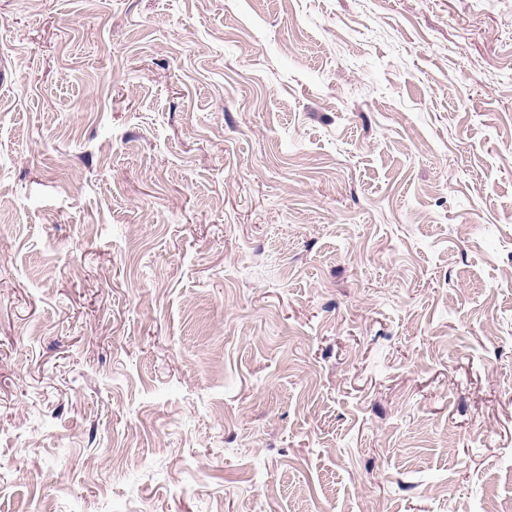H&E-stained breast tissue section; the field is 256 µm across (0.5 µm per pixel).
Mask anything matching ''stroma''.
<instances>
[{
  "label": "stroma",
  "mask_w": 512,
  "mask_h": 512,
  "mask_svg": "<svg viewBox=\"0 0 512 512\" xmlns=\"http://www.w3.org/2000/svg\"><path fill=\"white\" fill-rule=\"evenodd\" d=\"M0 512H512V0H0Z\"/></svg>",
  "instance_id": "stroma-1"
}]
</instances>
